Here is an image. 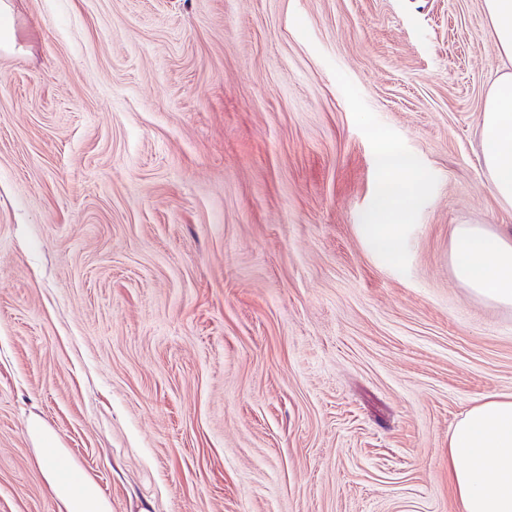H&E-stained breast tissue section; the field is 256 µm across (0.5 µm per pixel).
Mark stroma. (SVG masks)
I'll list each match as a JSON object with an SVG mask.
<instances>
[{"instance_id":"35a3bbf8","label":"stroma","mask_w":512,"mask_h":512,"mask_svg":"<svg viewBox=\"0 0 512 512\" xmlns=\"http://www.w3.org/2000/svg\"><path fill=\"white\" fill-rule=\"evenodd\" d=\"M0 51V512H461L448 433L512 393V308L452 229L481 165L483 0H14ZM424 189L361 226L378 152ZM380 180L373 204L366 215L364 232L372 247L384 258L397 260L402 252L401 224L415 208L424 182L418 175L414 160L390 148L377 158ZM37 435L44 444L41 448L44 478L59 503L60 512H112L111 503L101 494L94 479L59 466L52 437L42 431Z\"/></svg>"}]
</instances>
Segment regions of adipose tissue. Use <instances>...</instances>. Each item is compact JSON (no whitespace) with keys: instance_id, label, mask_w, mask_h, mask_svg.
<instances>
[{"instance_id":"adipose-tissue-1","label":"adipose tissue","mask_w":512,"mask_h":512,"mask_svg":"<svg viewBox=\"0 0 512 512\" xmlns=\"http://www.w3.org/2000/svg\"><path fill=\"white\" fill-rule=\"evenodd\" d=\"M500 58L512 61V0H484ZM483 165L497 197L512 206V72L503 73L482 113ZM380 180L364 232L384 258L402 252L403 220L424 182L413 159L390 148L377 158ZM450 262L463 288L491 303L512 307V238L479 224L457 225ZM44 478L60 512H112L88 475L56 462L51 436H43ZM448 468L462 512H512V394H490L473 405L448 435Z\"/></svg>"}]
</instances>
